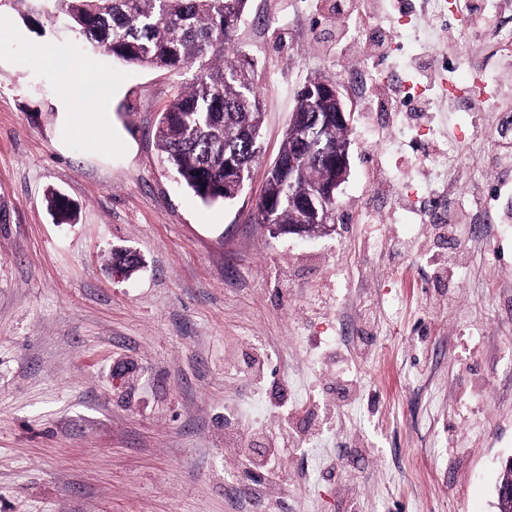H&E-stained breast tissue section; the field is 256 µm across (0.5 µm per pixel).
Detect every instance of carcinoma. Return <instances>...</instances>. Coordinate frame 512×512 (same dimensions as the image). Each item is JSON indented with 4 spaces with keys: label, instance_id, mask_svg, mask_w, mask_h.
Listing matches in <instances>:
<instances>
[{
    "label": "carcinoma",
    "instance_id": "cac0c4a2",
    "mask_svg": "<svg viewBox=\"0 0 512 512\" xmlns=\"http://www.w3.org/2000/svg\"><path fill=\"white\" fill-rule=\"evenodd\" d=\"M49 21L60 20L87 47L126 64L179 70L199 66L202 74L181 90L162 114L155 139L163 162L205 202L226 201L224 183L250 178L261 153L263 108L248 62L223 54L248 0H15ZM299 120L324 122L332 101L297 96ZM330 176L315 156L302 161L293 180L270 171L256 203L255 223L301 224L304 215L288 197L306 195ZM48 207L63 219L73 206L51 194Z\"/></svg>",
    "mask_w": 512,
    "mask_h": 512
}]
</instances>
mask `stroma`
Masks as SVG:
<instances>
[{"mask_svg": "<svg viewBox=\"0 0 512 512\" xmlns=\"http://www.w3.org/2000/svg\"><path fill=\"white\" fill-rule=\"evenodd\" d=\"M248 0L235 33L264 109L262 154L230 201L164 168L155 129L196 68L121 66L0 0V512H495L512 455V223L471 242L512 115L501 17L456 0L432 31L419 0ZM406 50L379 61L381 29ZM482 43L497 109L441 97ZM378 63L355 87L351 71ZM338 84L350 169L336 230L270 236L254 222L306 80ZM450 157L425 222L403 192ZM479 161L483 174L466 170ZM56 191L71 223L47 207ZM144 265L124 275L112 251ZM275 456V475L254 463ZM434 177L437 181H444L442 185L443 191H433L427 197V206L424 210L432 221L445 211L444 198L446 193L452 192L456 186L455 179L448 180V171L445 173L434 169Z\"/></svg>", "mask_w": 512, "mask_h": 512, "instance_id": "stroma-1", "label": "stroma"}]
</instances>
